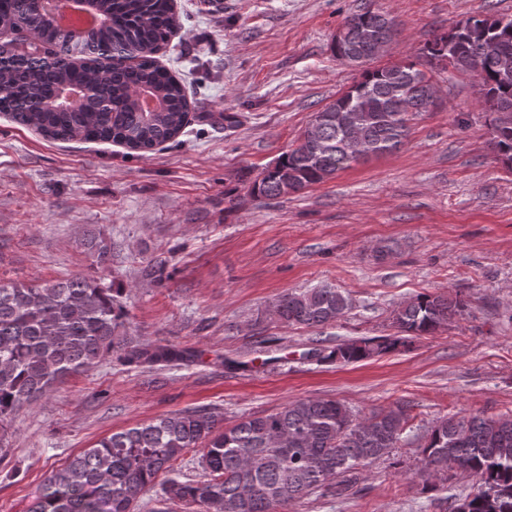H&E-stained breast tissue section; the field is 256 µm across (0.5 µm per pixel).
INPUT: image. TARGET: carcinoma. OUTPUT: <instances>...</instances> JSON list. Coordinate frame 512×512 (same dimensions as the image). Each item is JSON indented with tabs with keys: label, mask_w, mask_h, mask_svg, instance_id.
<instances>
[{
	"label": "carcinoma",
	"mask_w": 512,
	"mask_h": 512,
	"mask_svg": "<svg viewBox=\"0 0 512 512\" xmlns=\"http://www.w3.org/2000/svg\"><path fill=\"white\" fill-rule=\"evenodd\" d=\"M107 23L83 43L48 18L43 0H0V30L36 36L8 51L0 64V114L52 140L113 142L136 152L175 139L194 113L182 80L156 55L179 27L172 0H97ZM395 20L366 10L341 28L342 64L362 69L336 100L315 113L296 147L259 173L250 195L268 200L300 193L352 166L350 139L381 156L397 150L413 117L426 112L437 89L414 61L370 69L372 45L390 43ZM512 58V18L471 17L422 49L427 62L451 65L478 79L492 111L512 103V78H501L503 54ZM86 89V102L64 108L53 93ZM153 96L155 110L141 107ZM497 159L512 167V126L492 137ZM119 293L84 277L43 285L0 284V438L11 416L55 383L91 368L118 349L130 363L169 362L170 346L141 348L118 334ZM349 296L322 285L289 291L273 305L276 319L310 328L330 325L351 309ZM459 293L421 294L393 311L392 336L349 340L310 354L324 363L352 364L397 351L414 336L431 335L467 314ZM408 407L374 411L355 419L332 399H299L271 413L253 414L225 427L218 416L185 410L113 433L52 471L28 512H136L158 475L203 444V481L171 478L166 500L189 512H277L315 493L344 499L354 493L360 470L388 458L402 441ZM451 470L476 481L456 512H512V415L446 417L430 429L419 471L445 481Z\"/></svg>",
	"instance_id": "carcinoma-1"
}]
</instances>
